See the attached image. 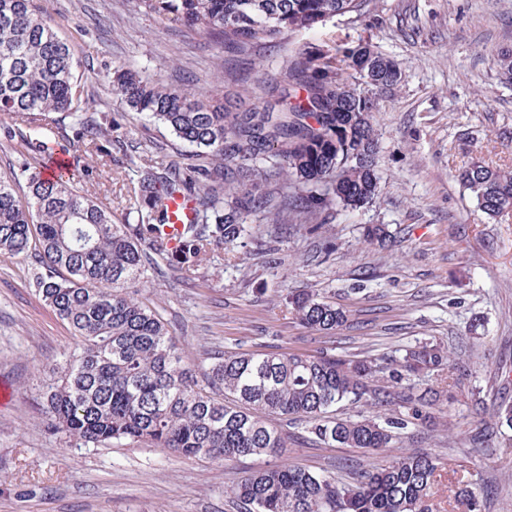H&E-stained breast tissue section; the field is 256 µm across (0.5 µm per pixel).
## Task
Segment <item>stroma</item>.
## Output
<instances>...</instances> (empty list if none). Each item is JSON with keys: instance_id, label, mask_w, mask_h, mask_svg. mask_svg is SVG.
I'll list each match as a JSON object with an SVG mask.
<instances>
[{"instance_id": "1", "label": "stroma", "mask_w": 512, "mask_h": 512, "mask_svg": "<svg viewBox=\"0 0 512 512\" xmlns=\"http://www.w3.org/2000/svg\"><path fill=\"white\" fill-rule=\"evenodd\" d=\"M71 43L85 89L101 99L88 116L111 138L106 157L71 156L75 185L113 200L143 158L194 164L190 147L111 93L106 75L126 63L177 88L230 93L237 108L262 102L266 83L309 47L371 41L395 59L402 78L378 94L380 189L369 204L336 211L327 224H269L251 214L243 245L212 246L206 262L147 271L142 289L178 346L204 372L225 352L270 350L369 356L386 363L430 339L450 366L433 375L451 393L430 427L408 428L396 447L314 443L303 425L278 421L288 438L281 460L348 482L395 454L440 457L429 503L452 512L448 495L471 483L481 512H512V432L494 413L512 403V213L478 211L457 171L469 158L512 170V82L497 54L512 48V0H370L274 46L257 48L263 71L228 81L232 56L187 29L132 12L128 0H37ZM122 216L121 205L112 207ZM385 224L381 248L363 227ZM33 255L0 254V512H244L227 493L269 456L217 463L159 448H75L43 421L40 392L73 343L36 295ZM308 290L343 307L347 326L331 334L302 326L289 292Z\"/></svg>"}]
</instances>
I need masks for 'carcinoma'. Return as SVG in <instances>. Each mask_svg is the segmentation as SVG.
Listing matches in <instances>:
<instances>
[{"mask_svg": "<svg viewBox=\"0 0 512 512\" xmlns=\"http://www.w3.org/2000/svg\"><path fill=\"white\" fill-rule=\"evenodd\" d=\"M137 14L193 30L238 56L252 57L259 42L279 43L338 15L360 12L367 0H129ZM70 43L44 19L34 0H0V112L20 122L16 135L47 155L52 144L33 139L55 123L52 113L84 112L97 105L78 84ZM275 104L236 111L206 91L166 87L122 64L109 85L132 110L163 125L211 165L146 167L126 199L135 223L118 224L112 208L77 191L70 177L23 170L27 192L0 176V253H33L36 295L71 332L72 350L57 381L42 392L46 426L77 448H161L215 462L279 455L287 440L267 425L266 414L303 422L318 442L382 451L408 426L432 422L434 393L419 397L416 383L442 370L441 344L425 340L383 369L369 357L223 354L206 384L176 346L168 325L139 297L146 268L158 260L189 269L207 259L210 246H234L248 235L259 210L269 224H302L338 207L356 209L378 193V140L372 119L376 91L397 85L399 64L361 41L303 50L284 67ZM102 130L81 118L77 146L104 151ZM273 160L267 169L257 161ZM479 209L490 217L512 211V171L473 160L459 172ZM190 204L193 222L171 251L159 236L170 196ZM364 242L385 245L384 224H367ZM296 320L315 331L346 324V311L317 294L291 296ZM399 405L407 415L338 418L336 405ZM440 458L401 453L364 471L352 483L330 472L286 464L245 473L229 488L245 512H432L429 493ZM456 506L479 510L469 487Z\"/></svg>", "mask_w": 512, "mask_h": 512, "instance_id": "1", "label": "carcinoma"}]
</instances>
